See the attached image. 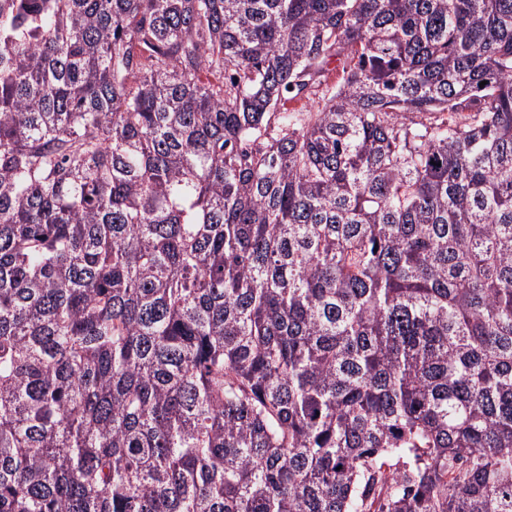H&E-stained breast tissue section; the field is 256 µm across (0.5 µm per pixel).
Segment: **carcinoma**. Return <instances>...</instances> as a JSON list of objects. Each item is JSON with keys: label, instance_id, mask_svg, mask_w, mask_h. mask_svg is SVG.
I'll list each match as a JSON object with an SVG mask.
<instances>
[{"label": "carcinoma", "instance_id": "carcinoma-1", "mask_svg": "<svg viewBox=\"0 0 512 512\" xmlns=\"http://www.w3.org/2000/svg\"><path fill=\"white\" fill-rule=\"evenodd\" d=\"M0 512H512V0H0Z\"/></svg>", "mask_w": 512, "mask_h": 512}]
</instances>
